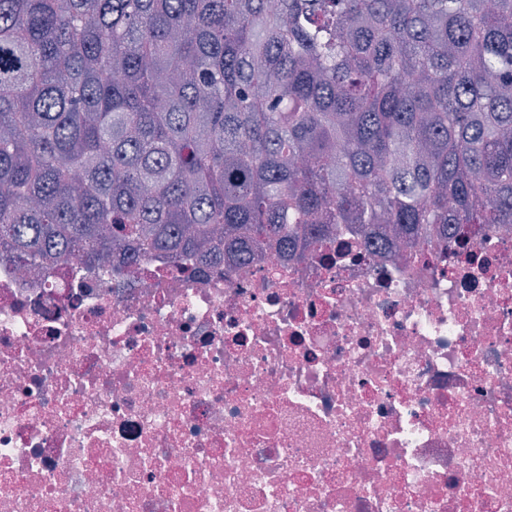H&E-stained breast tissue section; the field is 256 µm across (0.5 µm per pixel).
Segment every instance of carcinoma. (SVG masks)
I'll return each mask as SVG.
<instances>
[{
    "instance_id": "obj_1",
    "label": "carcinoma",
    "mask_w": 512,
    "mask_h": 512,
    "mask_svg": "<svg viewBox=\"0 0 512 512\" xmlns=\"http://www.w3.org/2000/svg\"><path fill=\"white\" fill-rule=\"evenodd\" d=\"M512 224V0H0V259Z\"/></svg>"
}]
</instances>
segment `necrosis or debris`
I'll use <instances>...</instances> for the list:
<instances>
[{"mask_svg": "<svg viewBox=\"0 0 512 512\" xmlns=\"http://www.w3.org/2000/svg\"><path fill=\"white\" fill-rule=\"evenodd\" d=\"M0 261V512H512V224Z\"/></svg>", "mask_w": 512, "mask_h": 512, "instance_id": "necrosis-or-debris-1", "label": "necrosis or debris"}]
</instances>
